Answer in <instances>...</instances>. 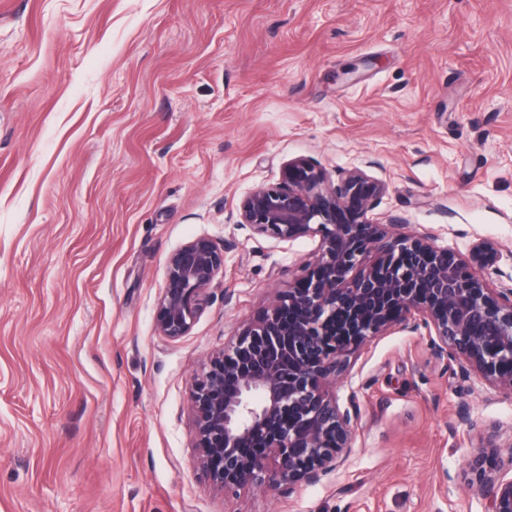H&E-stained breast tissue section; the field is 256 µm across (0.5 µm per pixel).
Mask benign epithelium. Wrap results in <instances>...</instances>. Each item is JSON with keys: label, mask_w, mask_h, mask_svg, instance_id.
<instances>
[{"label": "benign epithelium", "mask_w": 512, "mask_h": 512, "mask_svg": "<svg viewBox=\"0 0 512 512\" xmlns=\"http://www.w3.org/2000/svg\"><path fill=\"white\" fill-rule=\"evenodd\" d=\"M386 185L361 170L330 175L306 157L288 161L281 179L246 195L238 223L288 242L319 237L305 274L258 320L210 358L192 383L198 464L212 487L292 490L314 484L352 452L358 418L329 391L348 354L400 326L424 327L442 357L512 394V286L491 287L501 250L483 240L464 255L429 236L402 235L399 217L370 215ZM224 273V249L198 238L170 258L155 324L157 334H188ZM489 430L472 456L468 483L488 512H512V455H499Z\"/></svg>", "instance_id": "7a95c632"}]
</instances>
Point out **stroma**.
Segmentation results:
<instances>
[{"mask_svg": "<svg viewBox=\"0 0 512 512\" xmlns=\"http://www.w3.org/2000/svg\"><path fill=\"white\" fill-rule=\"evenodd\" d=\"M297 156L385 182L377 221L512 251V0H0V512H485L466 463L512 395L421 328L350 355L354 452L318 483L198 468L194 374L318 245L237 222ZM200 237L224 274L160 337ZM224 249L198 238L180 247L170 258L155 324L158 336H186L209 303L208 290L224 273Z\"/></svg>", "mask_w": 512, "mask_h": 512, "instance_id": "1", "label": "stroma"}]
</instances>
